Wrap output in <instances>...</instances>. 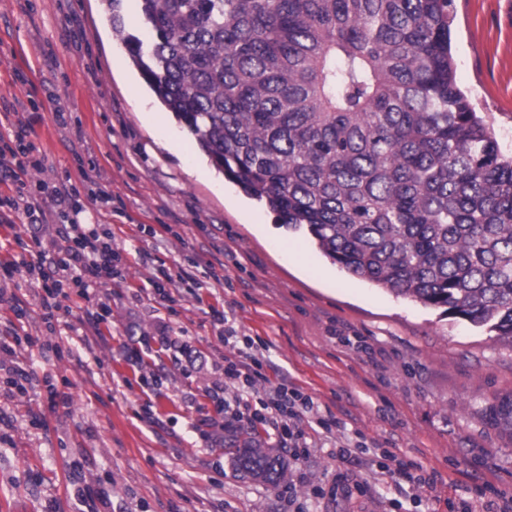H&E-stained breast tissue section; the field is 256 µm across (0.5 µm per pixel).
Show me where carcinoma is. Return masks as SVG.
<instances>
[{
	"mask_svg": "<svg viewBox=\"0 0 512 512\" xmlns=\"http://www.w3.org/2000/svg\"><path fill=\"white\" fill-rule=\"evenodd\" d=\"M142 78L211 164L353 277L512 339V155L458 88L452 0H137ZM512 441V394L490 407ZM272 486L279 450L225 435Z\"/></svg>",
	"mask_w": 512,
	"mask_h": 512,
	"instance_id": "carcinoma-1",
	"label": "carcinoma"
}]
</instances>
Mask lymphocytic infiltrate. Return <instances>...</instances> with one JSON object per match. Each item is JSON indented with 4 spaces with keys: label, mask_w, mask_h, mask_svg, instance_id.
Here are the masks:
<instances>
[{
    "label": "lymphocytic infiltrate",
    "mask_w": 512,
    "mask_h": 512,
    "mask_svg": "<svg viewBox=\"0 0 512 512\" xmlns=\"http://www.w3.org/2000/svg\"><path fill=\"white\" fill-rule=\"evenodd\" d=\"M19 100L0 97V184L8 189L0 197V223L19 222L28 226L43 223L45 209H52L60 222L57 239L43 241L32 236L35 246L30 260L0 263V276L13 277L25 271L41 288L40 306L45 322H53L62 309L66 289L87 294L92 285L121 277L120 249L108 224L82 227L75 218L85 205L79 189L69 182L53 178L34 180L30 171L44 170L43 158L35 157L22 120ZM11 128L4 136L3 128ZM213 323L224 328V383L232 406L229 420L239 426H273L284 448L308 445L307 426L314 425L326 434L342 431L336 418H320L311 395L290 380L264 385L263 364L256 355L252 337L238 335L223 311L211 309Z\"/></svg>",
    "instance_id": "f902f5d3"
}]
</instances>
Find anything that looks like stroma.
<instances>
[{"mask_svg": "<svg viewBox=\"0 0 512 512\" xmlns=\"http://www.w3.org/2000/svg\"><path fill=\"white\" fill-rule=\"evenodd\" d=\"M456 81L512 151V0H453ZM0 97L33 100L28 138L46 175L113 196L86 199L79 223L111 225L127 251L122 280L70 295L55 332L26 274L0 290V512H448L492 481L512 495V441L488 422L512 393V343L487 330L354 278L302 234L247 198L199 153L130 64L101 0H0ZM71 125L59 127L49 95ZM150 224L156 237L139 230ZM200 283L174 307L154 299L157 267ZM112 309L100 334L87 325ZM262 340L269 382L287 378L320 416L366 445L338 459L333 438L285 449L288 475L271 487L233 476L212 444L224 416L207 394L226 350L211 308ZM371 344L373 354L344 337ZM28 378L25 393L7 382ZM72 396L49 410L45 380ZM436 471L433 489L399 479L397 460Z\"/></svg>", "mask_w": 512, "mask_h": 512, "instance_id": "1", "label": "stroma"}]
</instances>
